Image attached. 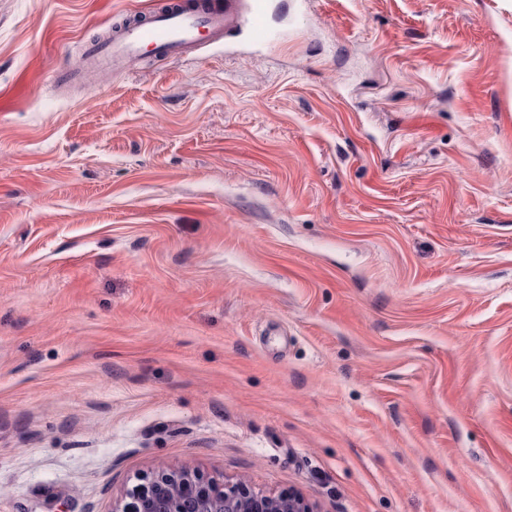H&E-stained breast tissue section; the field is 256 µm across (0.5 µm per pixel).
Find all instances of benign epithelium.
<instances>
[{
    "instance_id": "7a95c632",
    "label": "benign epithelium",
    "mask_w": 512,
    "mask_h": 512,
    "mask_svg": "<svg viewBox=\"0 0 512 512\" xmlns=\"http://www.w3.org/2000/svg\"><path fill=\"white\" fill-rule=\"evenodd\" d=\"M119 512H313L296 492L266 495L242 482L219 485L183 470L162 473L140 487Z\"/></svg>"
}]
</instances>
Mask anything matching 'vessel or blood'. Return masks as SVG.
I'll list each match as a JSON object with an SVG mask.
<instances>
[{"label":"vessel or blood","mask_w":512,"mask_h":512,"mask_svg":"<svg viewBox=\"0 0 512 512\" xmlns=\"http://www.w3.org/2000/svg\"><path fill=\"white\" fill-rule=\"evenodd\" d=\"M229 11L228 0H167L148 16L119 24L107 39L86 44L85 60L94 68L129 72L148 54L178 58L203 38L222 39ZM239 32L255 46L287 42L271 22L269 0H252Z\"/></svg>","instance_id":"vessel-or-blood-1"}]
</instances>
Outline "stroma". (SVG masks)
<instances>
[{
    "label": "stroma",
    "mask_w": 512,
    "mask_h": 512,
    "mask_svg": "<svg viewBox=\"0 0 512 512\" xmlns=\"http://www.w3.org/2000/svg\"><path fill=\"white\" fill-rule=\"evenodd\" d=\"M154 2L0 0V512H512V0L84 69ZM158 481H164L158 486ZM132 501L115 512H313L312 507L296 492L266 495L242 482L224 487L183 470L162 473L140 487Z\"/></svg>",
    "instance_id": "obj_1"
}]
</instances>
